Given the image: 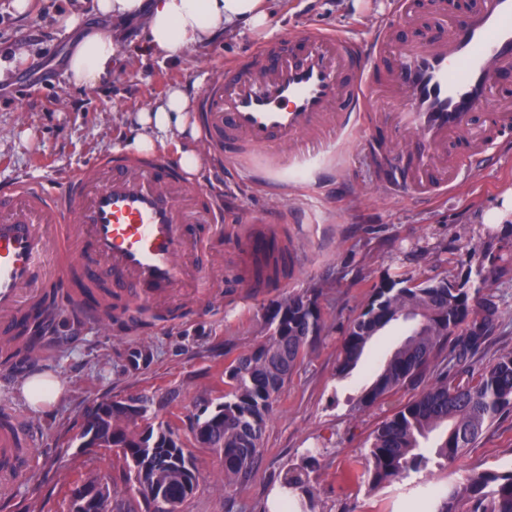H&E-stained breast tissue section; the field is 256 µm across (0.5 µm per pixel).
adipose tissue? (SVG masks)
I'll return each mask as SVG.
<instances>
[{"instance_id": "1", "label": "adipose tissue", "mask_w": 512, "mask_h": 512, "mask_svg": "<svg viewBox=\"0 0 512 512\" xmlns=\"http://www.w3.org/2000/svg\"><path fill=\"white\" fill-rule=\"evenodd\" d=\"M94 9L116 24L140 22L145 38L142 45L131 47V55L162 59L176 58L190 45L207 44L227 30H263L270 16L267 0H95ZM116 52L111 32L88 33L71 53L68 83L77 88L96 86L111 69ZM190 109L187 90L179 85L170 87L136 114L127 149L151 151L173 141L183 167L201 172L204 154L196 143Z\"/></svg>"}]
</instances>
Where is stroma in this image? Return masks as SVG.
<instances>
[{
	"mask_svg": "<svg viewBox=\"0 0 512 512\" xmlns=\"http://www.w3.org/2000/svg\"><path fill=\"white\" fill-rule=\"evenodd\" d=\"M0 0V184L36 172L62 174L98 156L118 152L132 116L175 84L192 95L219 74V67L286 33L331 28L363 39L392 10L394 0H273L267 29L225 32L206 46H192L175 59L129 58L143 32L137 21L114 29L118 56L95 88L67 85L72 47L85 33L112 27L98 16L94 0H31L26 16ZM80 17L63 25V12ZM386 100L367 113L349 138L335 141L325 156L302 168L288 167L278 178V198L256 184L253 167L272 163L274 151L216 164L209 175L221 180L225 208L250 221L271 208L299 212L300 223L279 225L298 263L287 283L253 291L224 285V259L206 267L193 299L177 301L164 319L138 329H119L91 319L73 321L58 312L47 349L31 363L0 365V407L14 411L34 430L33 464L0 482V512H68L69 495L81 479L109 477L113 490L131 500L135 512H153L135 483L109 451L81 447L78 434L90 407L102 399L153 396L155 422L171 423L191 445L199 479L179 512H266L291 468L306 467L315 512H418L419 491L444 488L475 471L512 469V415L497 420L460 458L418 474V488L405 485L370 490L363 477L365 456L377 425L422 389L406 384L368 409L356 403L377 368L410 332L399 322L366 347L362 362L347 377L336 363L352 320L382 280L432 276L478 287L480 253L512 260V226L487 224V209L512 189V140L494 144L493 166L470 172L444 200L400 199L377 182L369 163L368 137ZM318 289L323 331L293 372L269 417L248 480L225 486L220 458L195 447L192 431L205 404L224 399V369L267 337L266 308L291 293ZM501 317L479 351L457 362L444 351L438 366L456 380L512 351V272L487 288ZM34 373L58 378L62 393L46 410L33 409L23 385Z\"/></svg>",
	"mask_w": 512,
	"mask_h": 512,
	"instance_id": "1",
	"label": "stroma"
}]
</instances>
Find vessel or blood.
<instances>
[{"instance_id":"vessel-or-blood-1","label":"vessel or blood","mask_w":512,"mask_h":512,"mask_svg":"<svg viewBox=\"0 0 512 512\" xmlns=\"http://www.w3.org/2000/svg\"><path fill=\"white\" fill-rule=\"evenodd\" d=\"M426 21L434 35L412 37ZM511 78L512 0H474L454 12L441 0H397L366 41L310 29L225 63L198 98L197 121L216 160L278 144L302 161L354 129L378 98H401L371 164L393 193L422 198L493 163L489 144L512 131V111L495 95ZM227 221L215 187L159 155H111L1 187L0 343L18 335L47 288L74 297L128 286L169 303L205 267L206 245ZM283 221L263 216L236 237L230 287H264L254 265L270 246L287 249L276 233ZM32 440L21 417L0 418V460L31 466L15 450Z\"/></svg>"}]
</instances>
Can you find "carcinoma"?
Wrapping results in <instances>:
<instances>
[{
    "label": "carcinoma",
    "mask_w": 512,
    "mask_h": 512,
    "mask_svg": "<svg viewBox=\"0 0 512 512\" xmlns=\"http://www.w3.org/2000/svg\"><path fill=\"white\" fill-rule=\"evenodd\" d=\"M282 255L271 252L260 262L257 274L275 281ZM500 317L494 296L478 300L467 283L446 278L414 283L388 278L374 288L369 303L352 322L344 338L337 374L345 376L360 362L367 344L394 321L414 322L410 334L379 368L362 394L364 409L392 390L424 374L445 345L463 360L476 352ZM267 339L237 356L224 368V402L213 415L224 416V429L214 433L210 450L218 454L227 483L245 481L260 450L273 404L288 379L320 337L323 324L316 290L292 294L267 309ZM288 355V369L275 356ZM512 413V352L480 369L461 384L442 370L417 396L381 422L366 458L364 475L373 489L409 479L428 469L432 458L421 441L435 431L442 435L435 457L452 462L473 447L498 418ZM96 428L110 443L117 460L133 467L137 492L144 499L156 496L171 472H179L197 485L198 467L193 455L171 424L155 425L147 413L114 415ZM287 489L307 492L306 478L298 468L283 478ZM420 512H512V469L469 474L459 485L434 489L419 502Z\"/></svg>",
    "instance_id": "obj_1"
}]
</instances>
